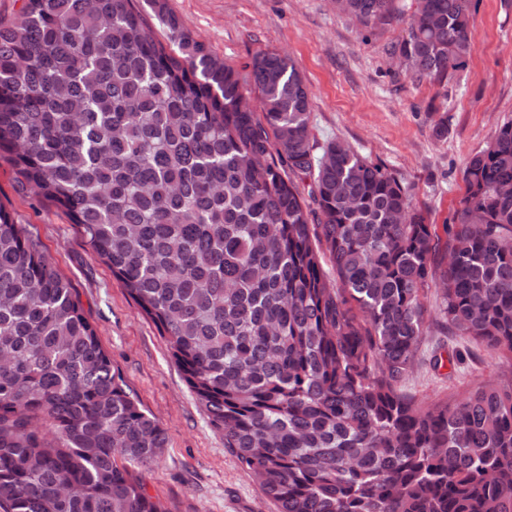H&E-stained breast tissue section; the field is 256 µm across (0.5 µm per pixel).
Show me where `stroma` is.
<instances>
[{"label":"stroma","mask_w":512,"mask_h":512,"mask_svg":"<svg viewBox=\"0 0 512 512\" xmlns=\"http://www.w3.org/2000/svg\"><path fill=\"white\" fill-rule=\"evenodd\" d=\"M201 41L237 71L252 56L276 50L291 58L312 94V134L340 140L408 186L430 223L448 222L465 193L463 171L512 120V0H479L474 51L447 89L415 83L387 53L402 25L363 28L337 13L333 0H169ZM448 106V136L432 126ZM0 205L25 225L62 277L75 288L112 363L142 408L157 418L168 445L147 475L149 493L170 512H276L253 473L224 448L171 360L155 325L86 245L61 208L34 191H18L0 160ZM425 334L403 391L422 405L459 401L508 367L496 351L448 328L428 291ZM459 351L455 371L433 368L438 348Z\"/></svg>","instance_id":"stroma-1"}]
</instances>
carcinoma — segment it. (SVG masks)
I'll use <instances>...</instances> for the list:
<instances>
[{"label": "carcinoma", "instance_id": "carcinoma-1", "mask_svg": "<svg viewBox=\"0 0 512 512\" xmlns=\"http://www.w3.org/2000/svg\"><path fill=\"white\" fill-rule=\"evenodd\" d=\"M336 11L403 21L388 53L417 83L447 87L474 49L473 0ZM311 114L287 57L259 51L243 77L168 0H21L0 18V158L157 326L276 512H512V372L459 402L401 392L433 284L448 326L512 360V122L440 231L350 146L316 156ZM0 352V512H170L146 483L166 430L1 206Z\"/></svg>", "mask_w": 512, "mask_h": 512}]
</instances>
